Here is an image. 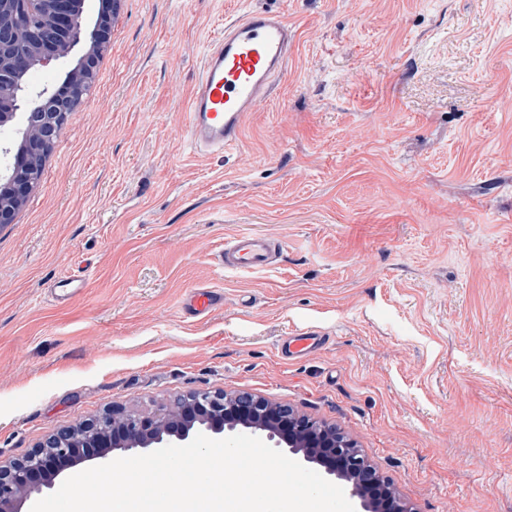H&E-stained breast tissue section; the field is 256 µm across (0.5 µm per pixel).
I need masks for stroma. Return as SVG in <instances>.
Returning <instances> with one entry per match:
<instances>
[{"label": "stroma", "instance_id": "1", "mask_svg": "<svg viewBox=\"0 0 512 512\" xmlns=\"http://www.w3.org/2000/svg\"><path fill=\"white\" fill-rule=\"evenodd\" d=\"M252 10L293 27L287 73L197 151L205 55ZM241 233L279 241L272 268L224 270ZM197 288L224 295L202 319ZM291 330L324 341L281 359ZM199 390L336 427L415 512H512V0H116L0 224V461Z\"/></svg>", "mask_w": 512, "mask_h": 512}]
</instances>
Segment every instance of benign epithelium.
Instances as JSON below:
<instances>
[{"mask_svg":"<svg viewBox=\"0 0 512 512\" xmlns=\"http://www.w3.org/2000/svg\"><path fill=\"white\" fill-rule=\"evenodd\" d=\"M0 0V128L23 117L26 130L14 147L11 161L0 171V224L13 221L18 206L38 186L35 163L51 149L72 101L76 85L96 79L99 49L109 43L112 9L101 11L93 28L85 36L77 31V5L83 0H42L46 7L36 28L16 18L9 5ZM69 38V49L87 40L89 48L79 57L77 68L68 76L66 86H46L29 98L24 113L15 102L5 103L7 85L15 73L31 67L42 68L63 58L57 39ZM213 435L248 430L265 434L274 447L287 446L307 462L324 468L328 475L343 480L351 497L359 500L363 512H410L393 501L392 508L379 497L374 487L379 477L355 449L354 444L336 430L287 405L270 402L248 393L229 395L220 391L201 390L177 400L172 412L154 416L127 414L119 406L86 422L80 433L62 432L49 438L25 459L0 464V512H15L16 502L37 483L47 467L67 461L72 465L80 457L78 449L96 448L95 459H104L106 449L153 448L183 445L198 431Z\"/></svg>","mask_w":512,"mask_h":512,"instance_id":"7a95c632","label":"benign epithelium"}]
</instances>
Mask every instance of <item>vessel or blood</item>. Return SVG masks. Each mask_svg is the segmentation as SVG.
<instances>
[{
  "label": "vessel or blood",
  "instance_id": "b4317fda",
  "mask_svg": "<svg viewBox=\"0 0 512 512\" xmlns=\"http://www.w3.org/2000/svg\"><path fill=\"white\" fill-rule=\"evenodd\" d=\"M294 39L287 19L267 11L249 12L225 27L206 56L187 108L188 135L197 150L239 144L249 112L285 71ZM277 248L274 238L235 234L225 239L220 261L230 271L262 270L272 265ZM219 300L214 291L199 289L188 307L205 317ZM320 345L317 333H292L281 338L278 351L291 359Z\"/></svg>",
  "mask_w": 512,
  "mask_h": 512
}]
</instances>
